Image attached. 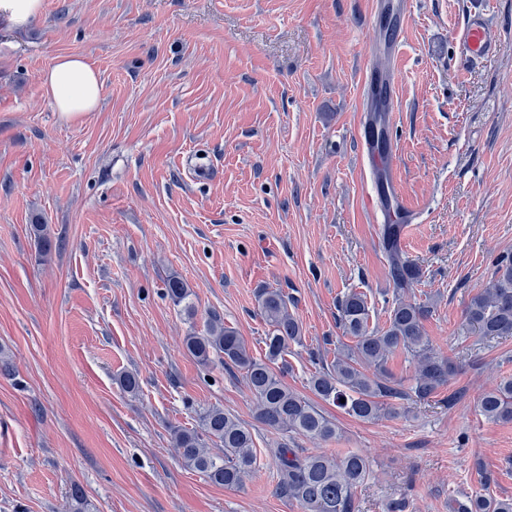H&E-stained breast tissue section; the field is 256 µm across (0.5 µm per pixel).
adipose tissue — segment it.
Returning a JSON list of instances; mask_svg holds the SVG:
<instances>
[{
	"label": "adipose tissue",
	"instance_id": "obj_1",
	"mask_svg": "<svg viewBox=\"0 0 512 512\" xmlns=\"http://www.w3.org/2000/svg\"><path fill=\"white\" fill-rule=\"evenodd\" d=\"M42 86L56 112L66 121L96 110L102 93L97 71L76 55L57 58L44 72Z\"/></svg>",
	"mask_w": 512,
	"mask_h": 512
}]
</instances>
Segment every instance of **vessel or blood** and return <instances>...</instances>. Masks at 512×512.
<instances>
[{
  "label": "vessel or blood",
  "mask_w": 512,
  "mask_h": 512,
  "mask_svg": "<svg viewBox=\"0 0 512 512\" xmlns=\"http://www.w3.org/2000/svg\"><path fill=\"white\" fill-rule=\"evenodd\" d=\"M456 37L462 47L465 58L472 63L482 62L497 50V44L491 37L486 22L480 14H470L464 25L457 31ZM395 80L393 68L370 67L363 81V97L360 109L365 117L357 127V138L361 153L369 166L379 177L368 192L364 204L370 216H382L387 224H410L409 214L402 198L395 191L393 178L394 164L388 147L378 144L376 136L371 131L369 113L383 112L393 114Z\"/></svg>",
  "instance_id": "1"
}]
</instances>
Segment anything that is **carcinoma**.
Returning a JSON list of instances; mask_svg holds the SVG:
<instances>
[{
    "mask_svg": "<svg viewBox=\"0 0 512 512\" xmlns=\"http://www.w3.org/2000/svg\"><path fill=\"white\" fill-rule=\"evenodd\" d=\"M380 229L394 285L386 322L381 327L370 325L365 295L344 294L337 302V320L352 344L341 345L331 362L320 360L321 367L309 379V388L319 399L361 421L379 419L399 400H429L457 371V364L425 336L424 322L433 304L405 297V289L420 280L422 270L402 251L400 225L382 224ZM165 290L177 305L189 296L186 282L175 274L166 279ZM258 310L268 326L262 357L253 356L245 340L216 315L208 318L203 333L193 331L184 337L187 353L205 368L218 361L239 371L252 393L257 418L267 428L313 441L336 438L335 421L285 381L288 350L303 340L301 325L288 309V295L278 288H263ZM464 317L484 339L512 337V257L498 261L494 277L470 299ZM398 353L414 368L408 380L395 377L389 367ZM477 407L490 422H512V378L483 392ZM172 443L184 466L226 488L243 485L257 465L251 430L219 406L201 413L198 428L174 430ZM213 445L220 452L212 451ZM274 457L279 476L276 491L297 502L301 512H358L355 491L370 472L363 455L306 454L282 444ZM457 512H512V499L477 493L458 502Z\"/></svg>",
    "mask_w": 512,
    "mask_h": 512,
    "instance_id": "obj_1",
    "label": "carcinoma"
}]
</instances>
